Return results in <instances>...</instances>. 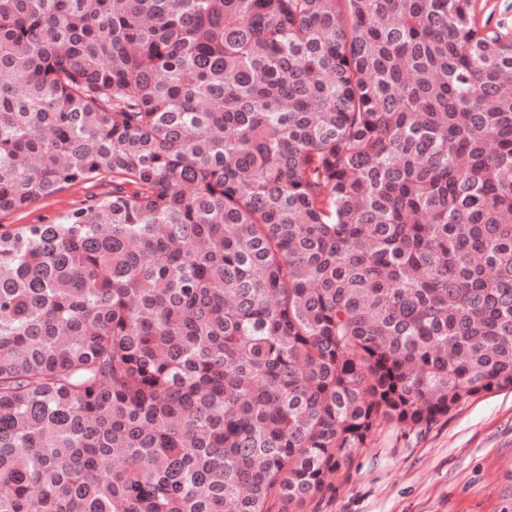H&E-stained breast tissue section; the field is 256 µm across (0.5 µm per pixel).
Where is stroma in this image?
Listing matches in <instances>:
<instances>
[{
	"label": "stroma",
	"mask_w": 512,
	"mask_h": 512,
	"mask_svg": "<svg viewBox=\"0 0 512 512\" xmlns=\"http://www.w3.org/2000/svg\"><path fill=\"white\" fill-rule=\"evenodd\" d=\"M111 193L108 177L73 186L0 213V232L62 222ZM303 512H512V392L477 395L420 434L378 433Z\"/></svg>",
	"instance_id": "obj_1"
}]
</instances>
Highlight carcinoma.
<instances>
[{
    "instance_id": "cac0c4a2",
    "label": "carcinoma",
    "mask_w": 512,
    "mask_h": 512,
    "mask_svg": "<svg viewBox=\"0 0 512 512\" xmlns=\"http://www.w3.org/2000/svg\"><path fill=\"white\" fill-rule=\"evenodd\" d=\"M479 0H0V512L301 509L512 391V29ZM110 195H112V176L110 175L100 181L73 186L36 202L26 210L0 213V232L14 229L22 224L62 222L72 211L91 204L93 200H101Z\"/></svg>"
}]
</instances>
